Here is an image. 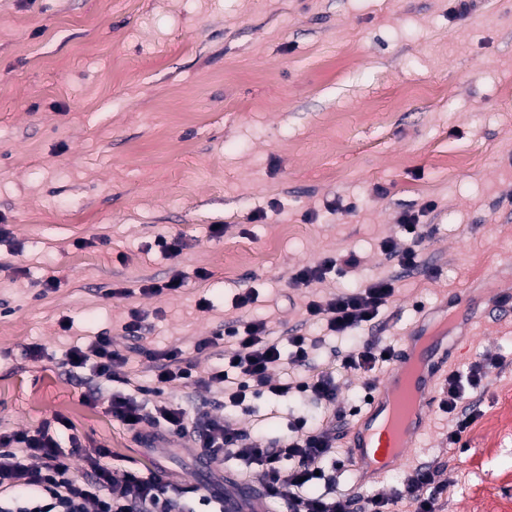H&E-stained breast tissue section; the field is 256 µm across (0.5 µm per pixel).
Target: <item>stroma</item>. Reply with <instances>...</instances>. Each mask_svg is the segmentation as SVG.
<instances>
[{
    "label": "stroma",
    "instance_id": "1",
    "mask_svg": "<svg viewBox=\"0 0 512 512\" xmlns=\"http://www.w3.org/2000/svg\"><path fill=\"white\" fill-rule=\"evenodd\" d=\"M0 0V430L62 416L87 446L110 448L117 472L161 468L185 490L184 512H209L197 489L211 473L179 446L147 450L90 400L88 373L61 366L74 344L105 333L137 384L152 362L123 325L145 313L150 348L182 347L264 318L280 342L325 336L310 295L355 278L397 292L364 336L400 345L421 308L471 288L488 302L448 369L483 355L478 417L448 450L433 411L421 444L361 496H391L420 466L442 469L439 512L512 503V432L487 426L512 393V0ZM428 235L418 265L380 250L402 213ZM223 234L212 232L213 225ZM182 235L177 259L157 247ZM356 252L358 275L295 289L298 268ZM182 273L173 294L141 287ZM54 277L59 288L45 290ZM114 287L122 299L107 298ZM254 290L247 312L238 293ZM209 308H200V300ZM70 320L63 329L62 320ZM43 349L30 359V345ZM336 479L347 429L363 408L356 376L339 373ZM240 428L273 440L292 417L321 423L323 405L260 395Z\"/></svg>",
    "mask_w": 512,
    "mask_h": 512
}]
</instances>
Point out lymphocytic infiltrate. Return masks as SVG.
Segmentation results:
<instances>
[{
  "label": "lymphocytic infiltrate",
  "mask_w": 512,
  "mask_h": 512,
  "mask_svg": "<svg viewBox=\"0 0 512 512\" xmlns=\"http://www.w3.org/2000/svg\"><path fill=\"white\" fill-rule=\"evenodd\" d=\"M399 223L410 245L389 238L382 241L381 251L398 266L412 268L418 263L412 242L423 236L419 216L403 214ZM360 264V257L353 252L329 255L299 268L291 281L294 287L311 288L333 272L352 271ZM395 292L394 279H376L331 297L313 296L306 312L324 321L336 335L349 336L375 324ZM224 334L230 348L223 363L204 372L199 371L196 358L214 346V338L199 339L191 357L179 347L150 351L155 378L149 399L111 395L108 409L113 418L145 447L155 448L178 437L209 460L234 458L244 462L247 477L257 479L260 485L263 500H283L288 512H391L394 498H364L338 487L335 473L325 467L335 452L336 435L329 424L311 427L298 417L286 436L267 441L238 428L231 416L212 415L206 402L197 407L194 418H187L167 393L190 382L205 390L223 386L225 398L240 409L245 408L250 395L261 392L274 396L292 392L330 405L338 397L336 369L353 370L372 380L386 356L394 355V347L374 336L335 352L332 365L317 369L312 359L318 340L297 334L288 339L291 353L286 358L299 375L291 382L278 383L272 371L285 356L278 342L271 339L265 319L234 320ZM128 362L126 354L113 348L111 336L102 334L87 346L71 347L63 365L70 372L88 366L97 379L128 385L132 382L126 371ZM499 362V357L487 355L466 372L453 371L445 378L439 407L452 421L446 437L448 447H456L474 423L472 395L482 389L487 366ZM69 442L84 462V476L72 472L51 422L33 430L0 432V512H181L184 490L163 470L128 471L118 476L109 464L110 449L86 447L74 435ZM449 487L440 471L419 468L407 476L399 497L407 500L412 512H436L439 498Z\"/></svg>",
  "instance_id": "obj_1"
}]
</instances>
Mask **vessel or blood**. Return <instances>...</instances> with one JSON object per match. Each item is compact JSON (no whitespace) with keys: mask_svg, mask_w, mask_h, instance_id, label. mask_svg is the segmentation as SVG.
<instances>
[{"mask_svg":"<svg viewBox=\"0 0 512 512\" xmlns=\"http://www.w3.org/2000/svg\"><path fill=\"white\" fill-rule=\"evenodd\" d=\"M447 317L444 303L423 312L391 367L376 380L367 411L351 423L348 451L357 481L389 472L423 436L435 379L449 353L462 342L461 337L441 331ZM224 512H266V507L255 489L241 486L225 493Z\"/></svg>","mask_w":512,"mask_h":512,"instance_id":"1","label":"vessel or blood"}]
</instances>
